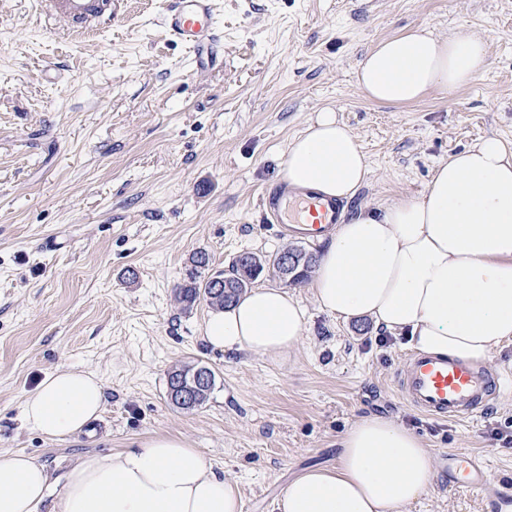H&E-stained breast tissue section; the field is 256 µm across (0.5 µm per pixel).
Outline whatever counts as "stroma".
I'll return each mask as SVG.
<instances>
[{
	"mask_svg": "<svg viewBox=\"0 0 512 512\" xmlns=\"http://www.w3.org/2000/svg\"><path fill=\"white\" fill-rule=\"evenodd\" d=\"M167 0H127L111 27L78 32L40 0H0V455L23 453L61 478L87 452L115 453L157 434L182 437L235 482L242 512H277L292 476L336 462L360 416L395 419L434 456L435 479L404 512H512V344L488 370L505 379L490 408L435 422L402 403L394 377L412 350L371 320L307 309L288 364L224 353L202 339L206 302L176 290L196 252L214 270L245 252L270 257L305 239L265 221L287 147L323 108L356 135L372 175L349 201L419 197L436 165L496 136L512 144V0H214L224 62L190 72L167 35ZM425 24L484 37L487 69L467 85L401 106L367 99L355 69L378 42ZM201 361L208 401L181 410L168 374ZM59 367L93 372L105 404L91 432L52 440L22 406ZM488 473L482 493L448 481V457Z\"/></svg>",
	"mask_w": 512,
	"mask_h": 512,
	"instance_id": "35a3bbf8",
	"label": "stroma"
}]
</instances>
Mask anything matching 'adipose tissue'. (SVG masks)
Segmentation results:
<instances>
[{
  "instance_id": "ef3b65f1",
  "label": "adipose tissue",
  "mask_w": 512,
  "mask_h": 512,
  "mask_svg": "<svg viewBox=\"0 0 512 512\" xmlns=\"http://www.w3.org/2000/svg\"><path fill=\"white\" fill-rule=\"evenodd\" d=\"M488 47L459 26L421 25L380 41L357 64L369 100L393 106L464 86L484 72ZM372 174L355 134L322 109L288 146L281 179L348 200ZM310 288L320 309L405 336L423 355L481 365L512 341V150L488 136L440 162L423 195L368 207L336 225L318 253ZM307 310L287 290L259 286L209 313L206 344L286 364ZM100 378L60 368L23 405L24 421L54 439L99 418ZM334 467L291 479L279 512H404L432 484L434 457L396 420L359 417L339 439ZM47 468L0 457V512H41ZM60 512H242L239 489L183 438L157 435L137 448L79 456L64 475Z\"/></svg>"
}]
</instances>
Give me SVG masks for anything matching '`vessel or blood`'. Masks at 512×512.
<instances>
[{
  "instance_id": "b4317fda",
  "label": "vessel or blood",
  "mask_w": 512,
  "mask_h": 512,
  "mask_svg": "<svg viewBox=\"0 0 512 512\" xmlns=\"http://www.w3.org/2000/svg\"><path fill=\"white\" fill-rule=\"evenodd\" d=\"M123 0H42L45 13L76 26L111 24ZM164 25L169 34L191 52L190 69L200 72L221 59L222 32L215 20L213 0H170ZM272 223L292 227L309 238L328 233L343 223L345 208L336 199L307 189L281 190L269 200ZM497 389L494 379L478 366L428 355L412 356L397 373L399 396L416 410L442 421L459 422L475 417L489 405ZM454 485L484 491L487 478L472 459L456 456Z\"/></svg>"
}]
</instances>
